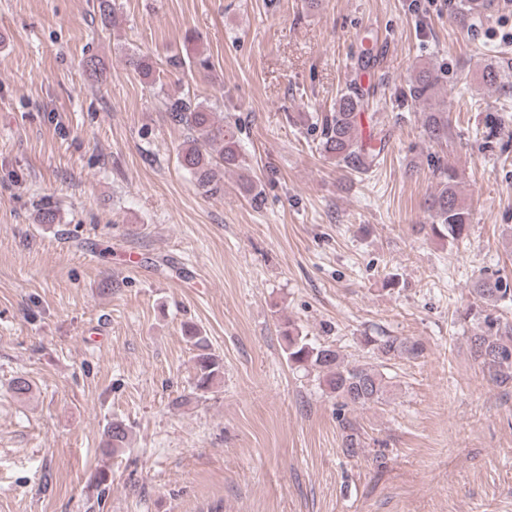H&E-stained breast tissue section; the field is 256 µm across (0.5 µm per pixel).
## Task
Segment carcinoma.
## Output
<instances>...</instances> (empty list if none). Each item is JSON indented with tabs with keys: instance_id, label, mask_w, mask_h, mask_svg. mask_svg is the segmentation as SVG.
Here are the masks:
<instances>
[{
	"instance_id": "cac0c4a2",
	"label": "carcinoma",
	"mask_w": 512,
	"mask_h": 512,
	"mask_svg": "<svg viewBox=\"0 0 512 512\" xmlns=\"http://www.w3.org/2000/svg\"><path fill=\"white\" fill-rule=\"evenodd\" d=\"M128 64L143 79L153 76L152 61L145 56L132 55ZM168 64L176 69L208 68L206 57H169ZM503 70L493 64L482 71V81L489 87L502 88ZM439 75L428 63L420 65L400 91L398 101L407 100L426 105L422 126L427 139L439 146L448 143L451 120L448 105L438 96ZM375 90L356 84L336 98L333 110L318 118L319 146L325 157L356 173H367L379 162L384 145H372L373 135H365L363 119L374 102ZM162 110L169 119L189 132V137L178 153L180 167L196 182L204 194L216 196L224 192V172L239 171L240 184L254 206L263 202L250 175L241 148L237 120L226 116L216 119V112L206 103L188 97L163 98ZM431 172L437 190L429 199L427 209L432 223L423 224L422 231L452 244L468 237L471 211L461 202L458 193L459 174L448 160L440 155L430 159ZM470 294L474 299L469 314L476 327L467 337L475 360L499 384L512 381V326L501 321L497 309L512 304V282L500 277L481 274L474 279ZM187 343L192 346L195 390L205 396L224 379V359L212 348L201 330L188 325L184 330ZM284 352L289 364L316 375L326 390L342 408L375 406L386 402L392 391V381L383 371L385 363L396 358L418 359L424 353L422 343L394 336H363L361 343L368 348L377 363L351 365L340 352L329 344L316 343L302 335L292 325L283 331ZM344 447L353 453L361 447V438L350 422H342ZM129 426L114 419L104 434L103 452L114 455L128 447Z\"/></svg>"
}]
</instances>
